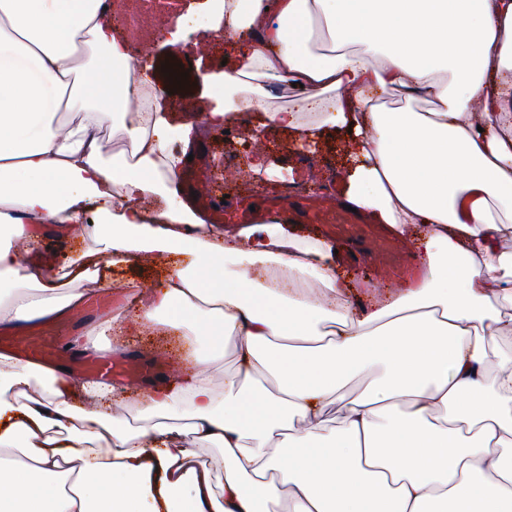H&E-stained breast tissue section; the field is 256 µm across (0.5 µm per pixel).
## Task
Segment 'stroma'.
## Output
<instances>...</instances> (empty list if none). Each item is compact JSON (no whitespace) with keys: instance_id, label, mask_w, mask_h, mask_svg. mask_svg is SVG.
<instances>
[{"instance_id":"1","label":"stroma","mask_w":512,"mask_h":512,"mask_svg":"<svg viewBox=\"0 0 512 512\" xmlns=\"http://www.w3.org/2000/svg\"><path fill=\"white\" fill-rule=\"evenodd\" d=\"M131 48L136 56L148 57L149 76L163 92L172 122H192L203 127L214 91L203 85L201 74L220 68L224 59L222 46L202 42L176 48L168 45L163 37L148 35L132 43ZM187 58L193 61L188 83L183 90L171 91L161 65ZM250 137L248 124L233 122L224 132L204 130L195 152L196 158L204 159L211 179L223 181L226 207H236L244 200L259 204L268 196L280 194L292 200L315 193L337 196L345 188V165L351 144V135L346 129L327 128L316 144L307 147L300 146L294 135L270 132L263 141L269 164L267 170L260 173L248 171V159L241 148L242 142ZM287 230L303 241L327 240L336 247L339 268L351 278L371 286L370 291L352 294L351 301L355 304L366 303L368 293L383 294L388 288L398 287L420 262L412 238L394 231L389 234L393 241L389 256L375 260L370 253L373 236L367 225H357L337 236L329 235L326 226L320 224H291ZM59 231L56 238L41 235L37 252H21L22 263H41L47 274L57 277L68 271L90 241L75 235L66 224L61 225ZM186 344L185 337L178 331L153 325L142 335L127 337L121 346L130 351L168 356L186 371L190 368L185 356Z\"/></svg>"}]
</instances>
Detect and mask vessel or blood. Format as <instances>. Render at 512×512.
<instances>
[{
    "label": "vessel or blood",
    "mask_w": 512,
    "mask_h": 512,
    "mask_svg": "<svg viewBox=\"0 0 512 512\" xmlns=\"http://www.w3.org/2000/svg\"><path fill=\"white\" fill-rule=\"evenodd\" d=\"M182 183L187 191L195 193L196 204L211 210L216 223H223L224 210L205 182L197 179L194 172L188 170L183 174ZM262 208L312 224H358L362 221L361 216L343 208L337 199L325 196H310L294 202L271 201L263 203ZM112 297V290L107 289L81 302L68 314L25 328L22 334L2 333L0 352L9 354L22 363L54 368L62 366L73 373L106 380L116 379L132 385H146L172 374L174 364L157 356L68 351L66 344L70 333L76 331L82 322L111 309Z\"/></svg>",
    "instance_id": "vessel-or-blood-1"
}]
</instances>
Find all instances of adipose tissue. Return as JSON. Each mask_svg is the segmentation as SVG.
I'll list each match as a JSON object with an SVG mask.
<instances>
[{"mask_svg":"<svg viewBox=\"0 0 512 512\" xmlns=\"http://www.w3.org/2000/svg\"><path fill=\"white\" fill-rule=\"evenodd\" d=\"M205 28L228 63L204 76L224 88L208 125L245 113L307 145L351 130L345 200L414 233L421 272L360 314L327 244L276 219L210 230L179 202L185 158L166 148L201 131L146 92L105 0H0V323L175 255L134 315L90 321L76 346L157 322L199 326L209 351L152 384L134 430L106 411L116 386L54 373L34 397L41 368L0 355V512H512V0H208ZM275 84L291 105L271 107ZM391 89L433 106L377 108ZM108 129L129 151L105 154ZM158 195L171 206L140 207ZM43 224L91 235L73 289L20 263ZM229 346L219 391L207 367Z\"/></svg>","mask_w":512,"mask_h":512,"instance_id":"obj_1","label":"adipose tissue"}]
</instances>
